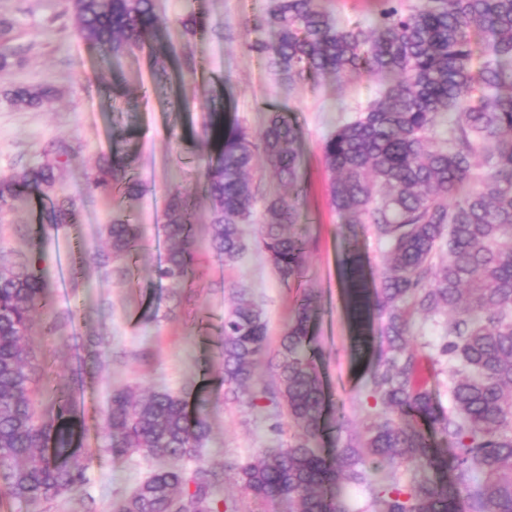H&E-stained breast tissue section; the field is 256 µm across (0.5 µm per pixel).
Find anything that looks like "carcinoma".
I'll return each instance as SVG.
<instances>
[{
	"label": "carcinoma",
	"instance_id": "carcinoma-1",
	"mask_svg": "<svg viewBox=\"0 0 512 512\" xmlns=\"http://www.w3.org/2000/svg\"><path fill=\"white\" fill-rule=\"evenodd\" d=\"M79 37L118 58L146 44L161 62L163 22L152 0H67ZM181 25L195 36L205 18L189 0ZM261 25L271 40L247 48L292 86L332 75L368 73L387 80L381 96L331 132L322 152L330 172L332 207L349 224H372L388 244L381 285L367 291L356 260L350 288L359 326L365 316L386 317V346L366 390L382 407L362 430L345 433L333 458L317 439L325 425V394L310 325L316 310L303 290L274 354L272 385L251 390L257 364L267 356L262 310L237 292L224 314L220 370L225 399L258 407L283 405L292 441L230 467L236 483L271 510L280 499L293 512H352L344 491L358 487L362 512H512V0H380L367 26L341 24L322 0H274ZM57 90L23 86L10 103L35 108ZM451 118L448 137L434 131ZM212 144L199 170L209 201L205 225L216 256L237 261L243 229L252 223L259 186L250 177L257 155L300 195L301 129L273 112L258 141L236 121L210 112L202 124ZM72 147L58 143L43 158L0 177V215L29 195L48 201L43 222L54 228L78 222L75 203L57 194ZM90 193L105 198L141 193L129 163L115 149L87 178ZM298 199H264L260 245L280 279L302 278L306 242L284 227L299 221ZM107 248L91 261L121 273L137 247L139 227L130 214L105 225ZM164 233L168 248L155 268L170 288L193 273L195 229L184 194H170ZM446 256L434 263L442 241ZM42 257L0 251V492L32 504L80 492L88 483L89 456L74 442L84 433L70 403L39 411L38 364L25 345L32 315L48 281ZM445 312L439 354L448 362V408L423 380L412 346V316ZM106 448L114 457L139 455L162 462L190 460L207 441L203 405L166 390L137 396L112 392L106 413ZM452 441L440 453L425 429ZM216 474H189L163 466L135 492L118 500L125 512H220Z\"/></svg>",
	"mask_w": 512,
	"mask_h": 512
}]
</instances>
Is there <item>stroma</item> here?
<instances>
[{
	"label": "stroma",
	"mask_w": 512,
	"mask_h": 512,
	"mask_svg": "<svg viewBox=\"0 0 512 512\" xmlns=\"http://www.w3.org/2000/svg\"><path fill=\"white\" fill-rule=\"evenodd\" d=\"M184 0H155L167 21L164 39L176 59L157 65L149 49L113 59L79 38L66 0H0V20L10 23L15 65L0 76V176L39 161L51 144L74 147L60 195L71 198L79 221L59 229L42 224L37 197L16 203L0 224V249L19 255L42 253L50 282L35 316L27 345L43 367L42 406L55 399L75 403L87 431L82 441L91 458L89 481L81 495L60 497L32 508L0 494V512H108L158 469L141 456L116 458L105 448V413L113 390L143 393L167 389L187 396L203 393L211 425L197 458L186 471L203 466L252 461L261 451L290 441L292 429L280 406L258 411L224 399L218 366L221 326L232 293L248 284L265 315L268 343L277 345L302 289H311L317 315L312 334L325 393L333 412L362 427L372 401L365 382L374 351L383 348L386 320L371 316L357 329L350 314L347 263L358 257L367 288L379 287L387 245L373 225L345 224L329 205V175L321 146L343 115L379 97L384 81L359 74L320 78L288 88L248 50L267 40L257 21L270 0H197L208 29L186 37L178 22ZM189 55L194 67L180 65ZM49 83L58 95L38 108H18L6 97L18 86ZM223 101L252 136H259L270 113L284 114L302 131L298 149L304 192L300 219L289 233L308 241L301 283L285 284L259 245L260 223L245 225L246 249L224 264L208 239H196L197 263L190 285L175 291L158 282L154 268L167 242L164 214L173 189L190 192L193 224L208 221V204L195 189V177L209 148L199 134L211 103ZM125 137L123 153L141 196L114 194L111 201L86 190V176L100 157L111 155L114 131ZM134 210L140 229L138 250L120 280L90 264L101 248L105 224ZM112 339L106 354L92 340Z\"/></svg>",
	"instance_id": "35a3bbf8"
}]
</instances>
